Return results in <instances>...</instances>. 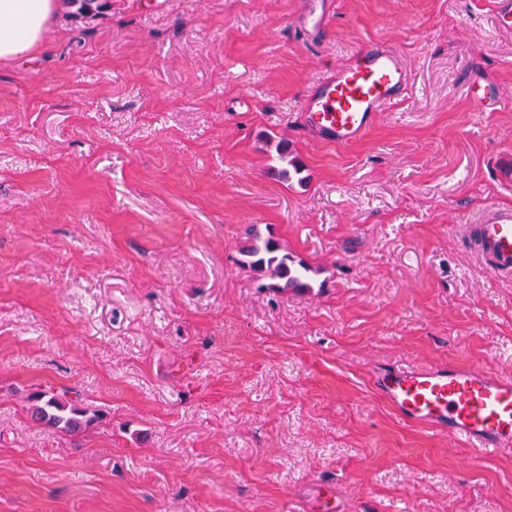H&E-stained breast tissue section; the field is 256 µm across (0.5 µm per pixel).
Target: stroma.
I'll list each match as a JSON object with an SVG mask.
<instances>
[{
	"mask_svg": "<svg viewBox=\"0 0 512 512\" xmlns=\"http://www.w3.org/2000/svg\"><path fill=\"white\" fill-rule=\"evenodd\" d=\"M495 0L60 4L0 61V512H512V447L403 422L376 372L512 378V276L456 230L512 207V33ZM413 92L350 147L301 99L372 41ZM297 172L282 178L276 145ZM319 268L308 292L238 264L248 225ZM37 389L103 422H33ZM332 3L331 0L305 1L299 15L300 26L314 31L324 29L331 21L334 13Z\"/></svg>",
	"mask_w": 512,
	"mask_h": 512,
	"instance_id": "stroma-1",
	"label": "stroma"
}]
</instances>
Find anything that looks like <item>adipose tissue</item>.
I'll return each instance as SVG.
<instances>
[{
    "label": "adipose tissue",
    "mask_w": 512,
    "mask_h": 512,
    "mask_svg": "<svg viewBox=\"0 0 512 512\" xmlns=\"http://www.w3.org/2000/svg\"><path fill=\"white\" fill-rule=\"evenodd\" d=\"M57 8L58 0H0V59L36 50Z\"/></svg>",
    "instance_id": "obj_1"
}]
</instances>
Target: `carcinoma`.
I'll return each mask as SVG.
<instances>
[{
  "label": "carcinoma",
  "instance_id": "obj_1",
  "mask_svg": "<svg viewBox=\"0 0 512 512\" xmlns=\"http://www.w3.org/2000/svg\"><path fill=\"white\" fill-rule=\"evenodd\" d=\"M78 16H94L108 5V0H67ZM241 264L257 273H266L274 280L270 288L278 291L312 289L311 279L320 270L286 251L272 233L264 234L252 224L240 248ZM72 391H35L29 396L31 419L63 434H78L92 428L99 420V411L85 407Z\"/></svg>",
  "mask_w": 512,
  "mask_h": 512
}]
</instances>
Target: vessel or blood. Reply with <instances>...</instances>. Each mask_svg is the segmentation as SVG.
I'll use <instances>...</instances> for the list:
<instances>
[{
  "instance_id": "1",
  "label": "vessel or blood",
  "mask_w": 512,
  "mask_h": 512,
  "mask_svg": "<svg viewBox=\"0 0 512 512\" xmlns=\"http://www.w3.org/2000/svg\"><path fill=\"white\" fill-rule=\"evenodd\" d=\"M334 13L332 0H305L300 26L319 31ZM412 92L404 57L386 41L326 75L301 102L307 128L321 141L346 147L362 141L379 112ZM491 272L512 273V209L485 211L465 225ZM380 395L403 421L468 444L477 455L512 445V379L471 367L397 368L377 376Z\"/></svg>"
}]
</instances>
